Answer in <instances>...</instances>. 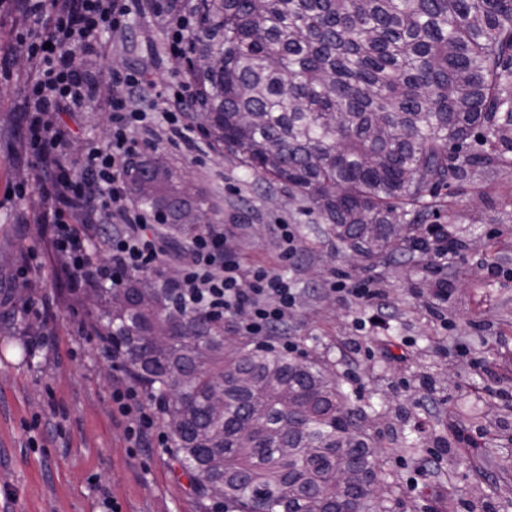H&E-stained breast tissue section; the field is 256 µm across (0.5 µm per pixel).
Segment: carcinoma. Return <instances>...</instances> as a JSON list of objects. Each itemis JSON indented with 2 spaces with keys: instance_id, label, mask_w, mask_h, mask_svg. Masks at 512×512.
Listing matches in <instances>:
<instances>
[{
  "instance_id": "1",
  "label": "carcinoma",
  "mask_w": 512,
  "mask_h": 512,
  "mask_svg": "<svg viewBox=\"0 0 512 512\" xmlns=\"http://www.w3.org/2000/svg\"><path fill=\"white\" fill-rule=\"evenodd\" d=\"M193 119L255 176L300 194L347 248L395 252L448 196L512 168V0H196ZM161 154L131 191L182 233L203 200ZM156 305L139 307L143 293ZM99 330L165 416L181 470L234 512H393L376 441L316 361L224 355V328L149 275L95 288ZM166 330L170 343L151 346ZM224 407L214 409V391ZM253 443H239L241 426ZM356 439L336 480L346 434Z\"/></svg>"
}]
</instances>
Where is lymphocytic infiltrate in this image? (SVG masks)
I'll return each instance as SVG.
<instances>
[{"label":"lymphocytic infiltrate","mask_w":512,"mask_h":512,"mask_svg":"<svg viewBox=\"0 0 512 512\" xmlns=\"http://www.w3.org/2000/svg\"><path fill=\"white\" fill-rule=\"evenodd\" d=\"M142 8L143 0H0V12L20 21L30 66L20 156L31 161L35 186L18 185L10 194L34 201L35 220L49 226L60 270L74 288L123 287L130 276L159 273L169 256L148 230L154 212L141 208L128 191L129 163L140 145L185 138L195 92L184 81L167 85L168 108L157 121L142 95L152 83L147 61L115 71L109 96L99 94L93 70L111 52L106 33L128 27ZM80 112L108 113L111 127L74 157L67 123ZM97 241L108 249L106 263L93 257ZM175 295L186 310L239 319L241 333L256 340L283 335L297 302L277 268L243 269L225 248L220 224L187 242ZM112 401L128 421L132 443L148 445L155 419L137 387L119 383Z\"/></svg>","instance_id":"f902f5d3"}]
</instances>
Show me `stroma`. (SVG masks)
Returning <instances> with one entry per match:
<instances>
[{
  "label": "stroma",
  "instance_id": "stroma-1",
  "mask_svg": "<svg viewBox=\"0 0 512 512\" xmlns=\"http://www.w3.org/2000/svg\"><path fill=\"white\" fill-rule=\"evenodd\" d=\"M17 23L0 14V512H214L184 476L172 448L131 447L112 388L113 367L91 336L81 292L46 278L56 260L38 224L17 221L9 188L29 181L17 158L24 56ZM112 58H155L153 78L177 79L160 17L137 15ZM157 152L204 198L206 221L245 266H275L298 292L279 350L316 358L366 410L393 486L395 512H512V171L474 182L451 211L464 246L441 260L410 247L353 269L304 200L261 181L230 152L191 133ZM301 249L282 256L278 225ZM29 274H22V266ZM373 281L386 294V327L357 331L370 309L324 293L334 274ZM448 301L434 304L438 282ZM433 459L437 468L424 469Z\"/></svg>",
  "mask_w": 512,
  "mask_h": 512
}]
</instances>
